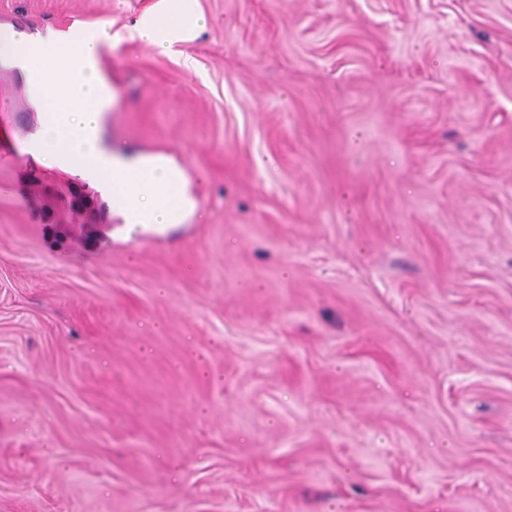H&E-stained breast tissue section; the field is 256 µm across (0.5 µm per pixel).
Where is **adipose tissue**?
Instances as JSON below:
<instances>
[{"instance_id": "obj_1", "label": "adipose tissue", "mask_w": 512, "mask_h": 512, "mask_svg": "<svg viewBox=\"0 0 512 512\" xmlns=\"http://www.w3.org/2000/svg\"><path fill=\"white\" fill-rule=\"evenodd\" d=\"M196 2L153 0L127 32L161 51H173L206 28ZM119 41L108 21L64 40L37 32H0V66L20 71L39 115L27 150L46 167L94 187L124 228L146 232L186 223L197 210V193L176 159L116 146L104 136L105 114L118 96L93 60L101 46Z\"/></svg>"}]
</instances>
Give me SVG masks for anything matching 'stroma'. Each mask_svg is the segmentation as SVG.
<instances>
[{"label": "stroma", "mask_w": 512, "mask_h": 512, "mask_svg": "<svg viewBox=\"0 0 512 512\" xmlns=\"http://www.w3.org/2000/svg\"><path fill=\"white\" fill-rule=\"evenodd\" d=\"M197 5L102 66L193 221L125 234L0 87V512H512V0Z\"/></svg>", "instance_id": "stroma-1"}]
</instances>
